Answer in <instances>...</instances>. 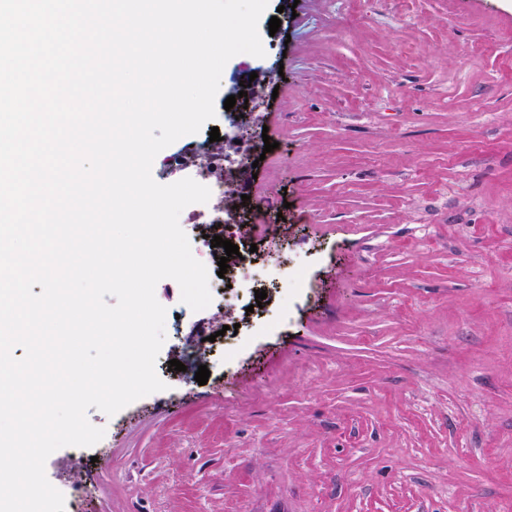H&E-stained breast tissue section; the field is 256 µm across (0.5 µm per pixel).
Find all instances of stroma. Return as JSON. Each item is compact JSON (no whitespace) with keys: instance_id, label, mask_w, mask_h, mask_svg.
I'll return each instance as SVG.
<instances>
[{"instance_id":"stroma-1","label":"stroma","mask_w":512,"mask_h":512,"mask_svg":"<svg viewBox=\"0 0 512 512\" xmlns=\"http://www.w3.org/2000/svg\"><path fill=\"white\" fill-rule=\"evenodd\" d=\"M349 23L269 0L264 57L231 58L215 101L223 131L242 82L263 92L250 241L311 288L228 360L223 326L277 290L195 312L161 280L167 388L89 408L103 439L48 457L59 491L96 477L68 512H512V0H376Z\"/></svg>"}]
</instances>
